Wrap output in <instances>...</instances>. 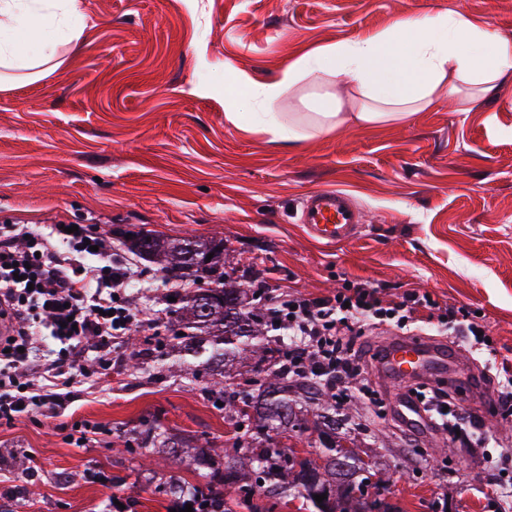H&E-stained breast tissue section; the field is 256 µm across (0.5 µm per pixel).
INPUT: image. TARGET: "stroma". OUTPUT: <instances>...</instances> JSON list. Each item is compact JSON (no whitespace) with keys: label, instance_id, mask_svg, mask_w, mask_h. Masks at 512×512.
<instances>
[{"label":"stroma","instance_id":"stroma-1","mask_svg":"<svg viewBox=\"0 0 512 512\" xmlns=\"http://www.w3.org/2000/svg\"><path fill=\"white\" fill-rule=\"evenodd\" d=\"M86 29L60 64L0 92V225L82 224L125 233L217 238L240 287L254 274L275 292L333 294L368 281L384 301L417 289L463 308L489 329L476 352L451 339L462 369L512 377V78L469 111L454 99L403 124L347 127L288 145L224 117V64L259 82L323 44L364 38L406 15L455 12L512 39V0H81ZM320 188L349 193L364 222L324 247L298 222ZM139 308H164L191 281L140 260ZM138 341L112 346L110 377L93 376L67 408L0 425V512H171L164 484L207 486L195 449L174 466L128 442L146 424L197 440L216 463L230 428L209 378H189L168 324H135ZM385 401L344 415L369 461L368 493L399 512H512V419L485 389L471 391L452 440L425 428L408 444ZM93 425L88 437L78 429Z\"/></svg>","mask_w":512,"mask_h":512}]
</instances>
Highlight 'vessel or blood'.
I'll return each instance as SVG.
<instances>
[{"instance_id": "obj_1", "label": "vessel or blood", "mask_w": 512, "mask_h": 512, "mask_svg": "<svg viewBox=\"0 0 512 512\" xmlns=\"http://www.w3.org/2000/svg\"><path fill=\"white\" fill-rule=\"evenodd\" d=\"M299 221L311 238L333 245L351 240L363 216L343 190L324 188L310 192L303 199ZM381 358L384 376L398 386L446 370L456 361L447 345L407 338L389 341Z\"/></svg>"}]
</instances>
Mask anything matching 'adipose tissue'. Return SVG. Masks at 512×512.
<instances>
[{"mask_svg": "<svg viewBox=\"0 0 512 512\" xmlns=\"http://www.w3.org/2000/svg\"><path fill=\"white\" fill-rule=\"evenodd\" d=\"M80 0H0V91L10 77L40 78L60 45L79 40ZM227 120L254 126L275 142H294L351 125L407 122L447 97L469 107L475 96L495 97L512 76V40L468 16H404L370 37L314 48L269 83L227 67ZM350 85L340 97L333 84ZM301 93L307 109L284 112L285 96Z\"/></svg>", "mask_w": 512, "mask_h": 512, "instance_id": "ef3b65f1", "label": "adipose tissue"}]
</instances>
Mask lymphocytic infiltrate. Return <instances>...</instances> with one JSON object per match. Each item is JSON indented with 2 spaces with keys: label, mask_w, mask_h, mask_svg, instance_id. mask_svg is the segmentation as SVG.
Here are the masks:
<instances>
[{
  "label": "lymphocytic infiltrate",
  "mask_w": 512,
  "mask_h": 512,
  "mask_svg": "<svg viewBox=\"0 0 512 512\" xmlns=\"http://www.w3.org/2000/svg\"><path fill=\"white\" fill-rule=\"evenodd\" d=\"M135 272L112 258V239L86 228L48 234L29 225L0 227V420L13 422L50 405H64L85 380L86 360L98 374L112 370V342L140 315L126 288ZM252 290L264 299L267 319L288 331V374L313 380L339 405L355 396L374 398L367 375L374 359L360 339L367 327L395 324L406 334L432 325L452 336L487 345L479 323L463 309L410 290L400 301L383 304L376 287L349 282L335 294L312 297L298 292L271 296L261 276ZM61 344L45 363L34 358L38 334Z\"/></svg>",
  "instance_id": "1"
}]
</instances>
